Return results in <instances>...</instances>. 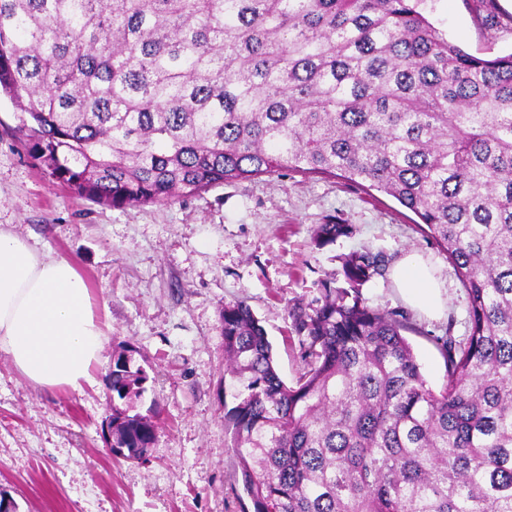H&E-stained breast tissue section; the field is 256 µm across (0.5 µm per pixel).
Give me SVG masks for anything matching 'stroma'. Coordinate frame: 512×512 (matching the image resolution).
<instances>
[{"label": "stroma", "instance_id": "35a3bbf8", "mask_svg": "<svg viewBox=\"0 0 512 512\" xmlns=\"http://www.w3.org/2000/svg\"><path fill=\"white\" fill-rule=\"evenodd\" d=\"M431 20L464 51H512V0H436ZM24 118L0 96V227L40 253L74 261L107 342L82 390L32 386L0 352V493L17 512H249L224 418L222 305L246 300L293 383L303 367L287 309L341 276L340 255L363 248L390 261L421 255L442 283L444 312L426 316L392 278L362 290L369 305L409 317L408 333L432 388L446 378L438 338L465 336V291L447 255L394 198L339 177L284 173L212 187L173 201L115 208L75 196L27 152ZM352 225L314 248L317 225ZM130 349L149 375L138 412L157 415L146 460L110 458L102 427L112 358Z\"/></svg>", "mask_w": 512, "mask_h": 512}]
</instances>
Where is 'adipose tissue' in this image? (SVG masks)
Returning a JSON list of instances; mask_svg holds the SVG:
<instances>
[{"mask_svg": "<svg viewBox=\"0 0 512 512\" xmlns=\"http://www.w3.org/2000/svg\"><path fill=\"white\" fill-rule=\"evenodd\" d=\"M391 277L412 307L442 313V286L421 258L399 259ZM105 341V325L74 263L41 254L0 228V352L23 378L43 390H81L93 380Z\"/></svg>", "mask_w": 512, "mask_h": 512, "instance_id": "adipose-tissue-1", "label": "adipose tissue"}]
</instances>
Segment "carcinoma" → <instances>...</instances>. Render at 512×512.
<instances>
[{
	"label": "carcinoma",
	"instance_id": "carcinoma-1",
	"mask_svg": "<svg viewBox=\"0 0 512 512\" xmlns=\"http://www.w3.org/2000/svg\"><path fill=\"white\" fill-rule=\"evenodd\" d=\"M435 0H0V91L30 156L116 208L284 171L363 182L414 213L466 292L435 391L370 306L388 258L288 308L304 367L280 377L244 300L220 310L225 419L253 512H512V52L463 51ZM352 234L319 224L322 249ZM148 374L112 359V452L146 458Z\"/></svg>",
	"mask_w": 512,
	"mask_h": 512
}]
</instances>
